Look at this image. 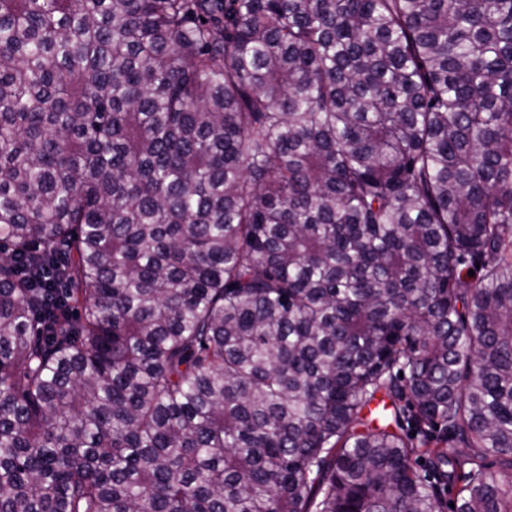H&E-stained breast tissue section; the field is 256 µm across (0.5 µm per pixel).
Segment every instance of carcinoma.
<instances>
[{"mask_svg": "<svg viewBox=\"0 0 512 512\" xmlns=\"http://www.w3.org/2000/svg\"><path fill=\"white\" fill-rule=\"evenodd\" d=\"M443 489L512 512V0H0V512Z\"/></svg>", "mask_w": 512, "mask_h": 512, "instance_id": "cac0c4a2", "label": "carcinoma"}]
</instances>
